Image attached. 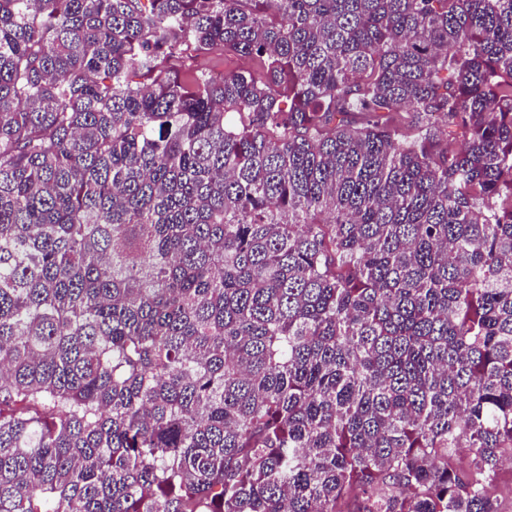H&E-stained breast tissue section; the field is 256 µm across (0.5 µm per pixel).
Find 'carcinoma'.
Segmentation results:
<instances>
[{
	"instance_id": "carcinoma-1",
	"label": "carcinoma",
	"mask_w": 512,
	"mask_h": 512,
	"mask_svg": "<svg viewBox=\"0 0 512 512\" xmlns=\"http://www.w3.org/2000/svg\"><path fill=\"white\" fill-rule=\"evenodd\" d=\"M505 448L512 0H0V512H500ZM203 62L213 71L226 73L247 70L253 66L248 58L231 53L223 54L221 50H213L206 54Z\"/></svg>"
}]
</instances>
